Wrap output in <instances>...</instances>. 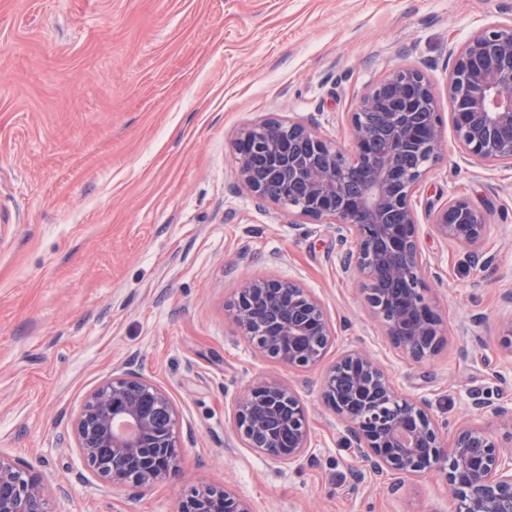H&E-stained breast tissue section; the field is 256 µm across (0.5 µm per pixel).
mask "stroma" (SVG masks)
<instances>
[{
	"label": "stroma",
	"mask_w": 512,
	"mask_h": 512,
	"mask_svg": "<svg viewBox=\"0 0 512 512\" xmlns=\"http://www.w3.org/2000/svg\"><path fill=\"white\" fill-rule=\"evenodd\" d=\"M512 18V0H0V451L32 466L50 512H176L191 489L225 487L253 512H451L439 476L373 473L319 402L347 349L368 350L399 392L428 400L444 433L480 421L472 395L512 400L499 343L512 322V165L463 159L453 132L412 198L443 319L415 361L361 308L325 224L260 205L234 178L248 125L292 119L342 150L348 114L413 65L447 106L448 48ZM464 195L485 214L486 264L435 233L429 213ZM297 279L336 331L294 370L256 357L226 305L242 280ZM134 373L179 416L178 469L111 491L86 467L72 423L104 380ZM286 380L308 411L293 465L245 447L227 397Z\"/></svg>",
	"instance_id": "35a3bbf8"
}]
</instances>
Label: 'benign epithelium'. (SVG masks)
Here are the masks:
<instances>
[{
    "mask_svg": "<svg viewBox=\"0 0 512 512\" xmlns=\"http://www.w3.org/2000/svg\"><path fill=\"white\" fill-rule=\"evenodd\" d=\"M448 107L467 157L485 165L512 163V21L492 22L449 50ZM353 146L346 155L306 125L266 121L245 127L234 142L235 175L260 204L271 202L298 218L326 223L343 250V273L360 279L361 301L394 344L416 360L443 343L442 319L420 292L425 262L418 240L414 190L443 155V120L430 79L418 68L399 69L374 83L349 113ZM282 192L273 198L270 183ZM445 241L478 251L487 224L464 197L433 213ZM251 349L290 368L317 364L326 348L310 351L307 336L330 344L335 330L322 303L294 278L247 280L228 305ZM348 390L336 387L337 370ZM324 405L341 422L346 440L372 469L399 479L443 475L453 512H512V451L484 426L469 423L442 435L422 398L399 395L384 368L365 350L345 351L325 374ZM512 430V405L473 401ZM176 409L168 394L135 375L103 381L73 424L86 466L114 489L151 487L178 468L176 426L164 434L154 414ZM235 430L245 445L283 464L310 445L307 411L296 390L258 381L231 398ZM0 512H49L44 484L31 467L0 451ZM177 512H252L223 487L193 490Z\"/></svg>",
    "mask_w": 512,
    "mask_h": 512,
    "instance_id": "obj_1",
    "label": "benign epithelium"
}]
</instances>
